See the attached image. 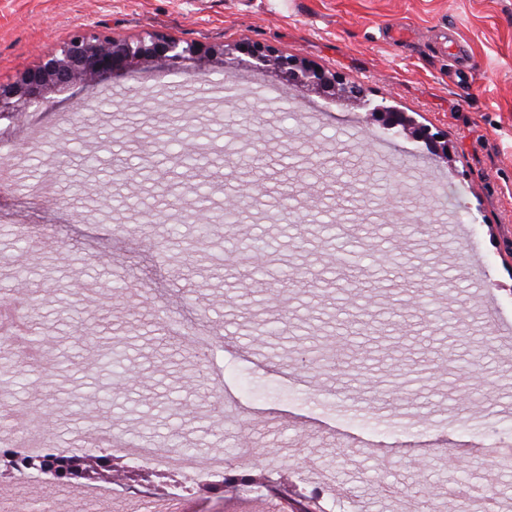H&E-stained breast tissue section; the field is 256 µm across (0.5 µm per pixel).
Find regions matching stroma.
I'll list each match as a JSON object with an SVG mask.
<instances>
[{
    "mask_svg": "<svg viewBox=\"0 0 512 512\" xmlns=\"http://www.w3.org/2000/svg\"><path fill=\"white\" fill-rule=\"evenodd\" d=\"M400 27L410 37L390 44ZM444 27L478 63L468 82L438 50ZM82 28L271 46L446 136L453 154L442 161L366 109L230 59L201 71L144 65L1 120L0 165L17 188L0 189V297L30 309L43 335L26 366L0 348V440L21 433L20 411L35 422L45 409L61 448L96 428L143 444L174 437L234 467L246 434L247 473L297 492L325 483L328 512H512V462L481 454L512 443V337L495 327L512 320V0H0V78ZM175 136L219 156L196 169L145 159ZM374 139L384 155L369 150ZM46 179L55 198L34 193ZM201 190L215 223L238 207L239 239L275 250L236 266L219 262L223 233L193 245ZM21 236L34 264L19 289L7 273ZM348 253L368 288L340 279ZM127 277L140 298L117 288ZM173 322L189 334L222 323L239 350L200 357L168 341ZM111 351L127 378L107 403ZM225 384L245 417L219 414ZM345 429L386 444L389 468ZM116 475L130 494L112 512H154L137 496L144 486L185 487L180 512H278L231 489L212 497L174 471L127 464ZM386 483L396 495L381 494ZM0 484V512L19 502L75 512L61 487L2 468Z\"/></svg>",
    "mask_w": 512,
    "mask_h": 512,
    "instance_id": "35a3bbf8",
    "label": "stroma"
}]
</instances>
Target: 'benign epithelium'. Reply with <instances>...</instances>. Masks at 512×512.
Returning a JSON list of instances; mask_svg holds the SVG:
<instances>
[{"mask_svg":"<svg viewBox=\"0 0 512 512\" xmlns=\"http://www.w3.org/2000/svg\"><path fill=\"white\" fill-rule=\"evenodd\" d=\"M228 58L258 70L275 72L286 84L302 87L323 98L336 97V90L342 85L336 74L259 43L184 44L158 33L125 41L101 31L79 30L59 51L43 56L37 65L0 81V117L24 114L39 104L46 93L58 87L98 84L141 65L151 64L167 70H181L192 65L200 70ZM370 112L383 129L399 127L403 133L426 142L438 158L448 160V140L418 127L406 113L384 105L371 106Z\"/></svg>","mask_w":512,"mask_h":512,"instance_id":"1","label":"benign epithelium"}]
</instances>
